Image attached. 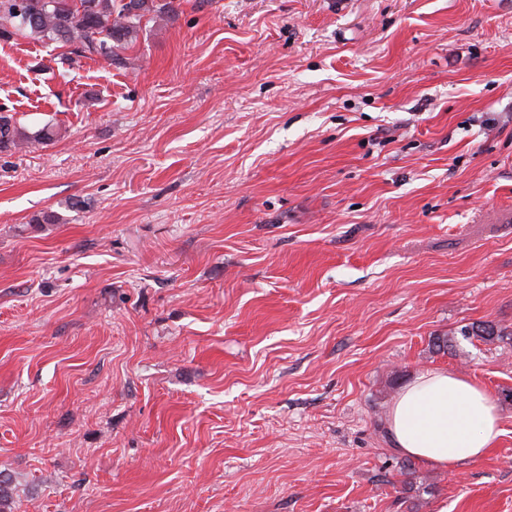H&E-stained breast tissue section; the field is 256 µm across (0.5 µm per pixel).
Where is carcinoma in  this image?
Listing matches in <instances>:
<instances>
[{
  "mask_svg": "<svg viewBox=\"0 0 512 512\" xmlns=\"http://www.w3.org/2000/svg\"><path fill=\"white\" fill-rule=\"evenodd\" d=\"M148 16L176 21V0H0V40L32 38L67 47L78 57L120 66L123 50ZM59 136L54 124L32 132L14 115L0 111V154L43 146ZM460 334L486 344L512 341V332L491 321L465 326Z\"/></svg>",
  "mask_w": 512,
  "mask_h": 512,
  "instance_id": "1",
  "label": "carcinoma"
}]
</instances>
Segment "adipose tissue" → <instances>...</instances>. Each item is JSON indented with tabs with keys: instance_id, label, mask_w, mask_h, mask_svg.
Instances as JSON below:
<instances>
[{
	"instance_id": "adipose-tissue-1",
	"label": "adipose tissue",
	"mask_w": 512,
	"mask_h": 512,
	"mask_svg": "<svg viewBox=\"0 0 512 512\" xmlns=\"http://www.w3.org/2000/svg\"><path fill=\"white\" fill-rule=\"evenodd\" d=\"M387 430L399 453L446 469L481 458L503 433L489 393L445 369L421 371L403 385Z\"/></svg>"
}]
</instances>
